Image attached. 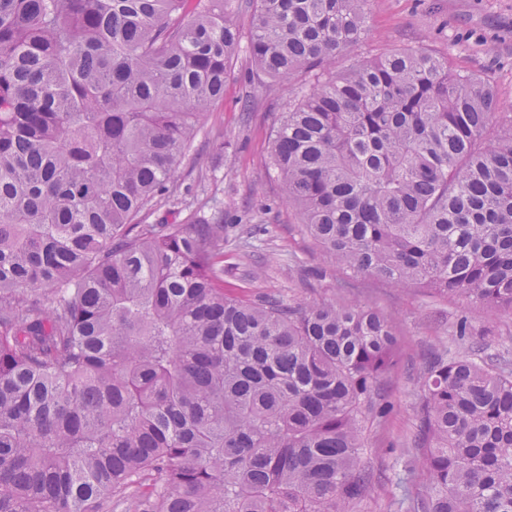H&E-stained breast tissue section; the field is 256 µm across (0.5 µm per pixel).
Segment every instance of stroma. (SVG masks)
<instances>
[{
	"label": "stroma",
	"mask_w": 512,
	"mask_h": 512,
	"mask_svg": "<svg viewBox=\"0 0 512 512\" xmlns=\"http://www.w3.org/2000/svg\"><path fill=\"white\" fill-rule=\"evenodd\" d=\"M399 48H425L456 70L491 76L502 109L512 111V0H371L369 29L337 70L353 59ZM224 98L205 115L170 197L141 216L146 224L216 207L224 210V291L232 296L280 294L296 302L332 299L392 315L396 362L383 380L388 415L370 424L364 466L366 497L354 512H406L427 488L412 439L418 425L419 377L430 353L512 361V315L444 298L419 284L325 270L317 244L283 199L270 165L272 125L297 86L258 75L247 48L233 62ZM230 149H222V142Z\"/></svg>",
	"instance_id": "1"
}]
</instances>
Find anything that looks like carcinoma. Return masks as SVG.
<instances>
[{"label": "carcinoma", "instance_id": "1", "mask_svg": "<svg viewBox=\"0 0 512 512\" xmlns=\"http://www.w3.org/2000/svg\"><path fill=\"white\" fill-rule=\"evenodd\" d=\"M371 0H0V512H353L392 319L224 294V211L137 224L249 54L325 262L512 314V111ZM407 512H512V364L433 358Z\"/></svg>", "mask_w": 512, "mask_h": 512}]
</instances>
